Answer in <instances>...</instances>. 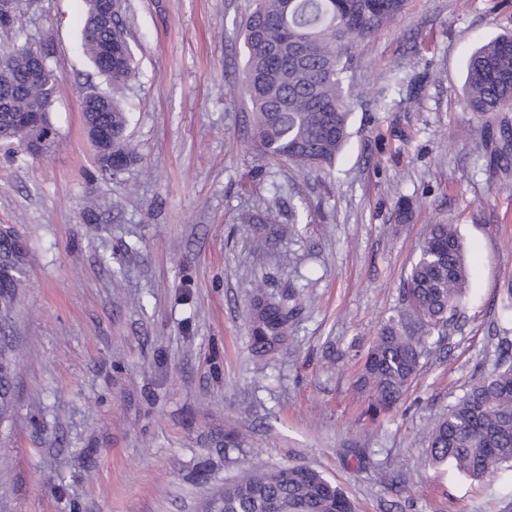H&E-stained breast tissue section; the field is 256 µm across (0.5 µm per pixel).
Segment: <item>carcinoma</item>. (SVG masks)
Wrapping results in <instances>:
<instances>
[{
  "label": "carcinoma",
  "mask_w": 512,
  "mask_h": 512,
  "mask_svg": "<svg viewBox=\"0 0 512 512\" xmlns=\"http://www.w3.org/2000/svg\"><path fill=\"white\" fill-rule=\"evenodd\" d=\"M404 0H252L243 23L242 77L225 90L250 105L253 139L267 157L305 173L332 166L349 138L350 100L360 96L347 83L357 44L391 24ZM81 50L112 92L107 107L94 113L112 136V151L135 161L126 130L128 112L115 91L135 75L120 20L109 29L95 24L94 0H83ZM16 22L0 21V146H24L18 118L44 108L56 93L57 78L47 69L30 73V54L14 42ZM464 102L478 116L512 109V34L477 47L469 56ZM490 161L512 165V124L501 119L498 135L488 134ZM419 254L405 281L404 308L380 326L364 360L359 385L369 411H390L422 367L432 331L453 319L467 292L466 256L457 227L426 225ZM26 251L12 232L0 235V305L7 308L21 285ZM292 310L285 299L259 288L245 321L253 355L277 351L288 335ZM495 368L481 375L428 431L432 464L449 463L473 479L512 463V342L502 338ZM8 337L0 336V424L12 416L15 365ZM216 512H353L342 490L319 472L290 466L261 469L224 485Z\"/></svg>",
  "instance_id": "carcinoma-1"
}]
</instances>
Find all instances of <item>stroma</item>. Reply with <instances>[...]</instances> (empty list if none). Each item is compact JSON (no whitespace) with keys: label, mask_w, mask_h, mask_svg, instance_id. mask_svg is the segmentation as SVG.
Masks as SVG:
<instances>
[{"label":"stroma","mask_w":512,"mask_h":512,"mask_svg":"<svg viewBox=\"0 0 512 512\" xmlns=\"http://www.w3.org/2000/svg\"><path fill=\"white\" fill-rule=\"evenodd\" d=\"M250 0H125L135 77L121 99L137 160L104 179L82 99L104 89L80 49L82 0H26L16 40L59 77L54 142L0 150V229L27 244L0 333L18 366L0 427V512H207L255 467L316 470L355 512H512V468L472 480L426 461L427 426L490 371L512 281V167L489 168L462 97L479 44L512 33L502 0H405L359 43L349 140L306 174L256 148L244 102ZM408 198V217L398 201ZM277 204L276 224L245 215ZM456 225L468 289L397 405L357 379L427 224ZM307 299L271 357L249 348L256 285ZM239 430L240 447L224 445Z\"/></svg>","instance_id":"stroma-1"}]
</instances>
